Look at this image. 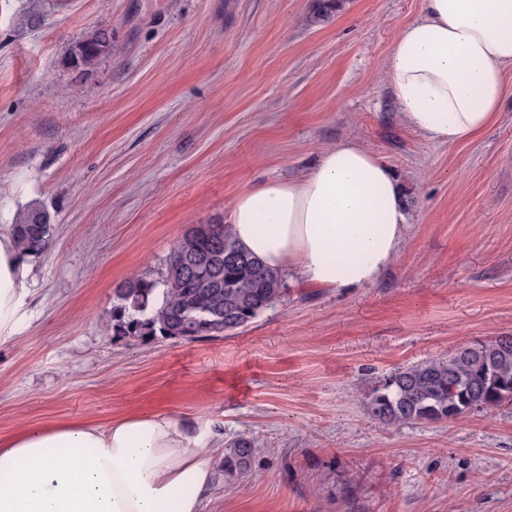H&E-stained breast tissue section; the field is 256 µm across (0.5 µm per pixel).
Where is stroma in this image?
<instances>
[{"label":"stroma","instance_id":"obj_1","mask_svg":"<svg viewBox=\"0 0 512 512\" xmlns=\"http://www.w3.org/2000/svg\"><path fill=\"white\" fill-rule=\"evenodd\" d=\"M422 0H0V224L41 208L49 251L0 344V439L56 422L172 413L258 446L209 512H512V408L384 426V375L512 336V71L497 120L458 145L401 120L384 68ZM39 11V26L20 16ZM112 30L83 78L72 43ZM354 139L404 187L412 230L369 288L287 280L240 333L112 331L116 291L162 281L173 244L235 198Z\"/></svg>","mask_w":512,"mask_h":512}]
</instances>
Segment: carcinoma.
<instances>
[{
  "instance_id": "carcinoma-1",
  "label": "carcinoma",
  "mask_w": 512,
  "mask_h": 512,
  "mask_svg": "<svg viewBox=\"0 0 512 512\" xmlns=\"http://www.w3.org/2000/svg\"><path fill=\"white\" fill-rule=\"evenodd\" d=\"M111 54L112 30L99 28L72 45L66 65L84 77ZM15 236L23 254L45 253L53 236L49 214L40 208L18 214ZM284 291L282 275L242 249L228 225L200 224L175 242L162 282L136 278L117 289L112 330L144 341L219 338L253 323ZM363 400L383 425L493 414L512 405V336L397 369L375 381ZM253 448L251 438L232 442L224 472H247Z\"/></svg>"
}]
</instances>
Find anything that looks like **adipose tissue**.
Segmentation results:
<instances>
[{
  "label": "adipose tissue",
  "mask_w": 512,
  "mask_h": 512,
  "mask_svg": "<svg viewBox=\"0 0 512 512\" xmlns=\"http://www.w3.org/2000/svg\"><path fill=\"white\" fill-rule=\"evenodd\" d=\"M512 66V0H422L396 32L385 78L405 125L448 145L494 122ZM239 245L311 288H368L411 231L391 170L357 141L322 149L291 180L240 193ZM33 265L0 225V343L16 336ZM212 424L168 413L57 423L0 440V512H207L223 457Z\"/></svg>",
  "instance_id": "1"
}]
</instances>
